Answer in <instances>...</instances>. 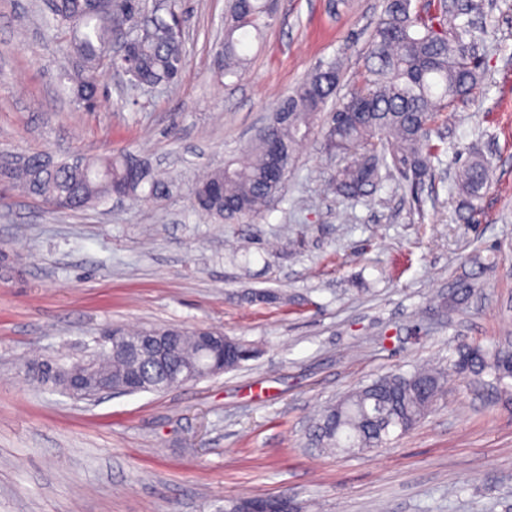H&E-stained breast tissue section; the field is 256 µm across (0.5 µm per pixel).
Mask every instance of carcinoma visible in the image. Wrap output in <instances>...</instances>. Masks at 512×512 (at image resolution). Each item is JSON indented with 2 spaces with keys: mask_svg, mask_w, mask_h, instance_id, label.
I'll return each mask as SVG.
<instances>
[{
  "mask_svg": "<svg viewBox=\"0 0 512 512\" xmlns=\"http://www.w3.org/2000/svg\"><path fill=\"white\" fill-rule=\"evenodd\" d=\"M50 10L52 25L67 32L61 48L75 58V65L62 79L79 103L97 105L99 76L108 69L126 71L130 84L140 88L171 85L185 66L179 0H156L148 16L146 0H112L110 5L103 0H51ZM477 10L475 0H425L422 5L386 0L362 82L323 119L336 95L338 70L330 63L310 74L278 103L270 122L238 156L196 183L189 193L191 209L225 224L254 217L284 192L299 142L318 126L329 153L350 155L332 179L341 202L367 196L393 170L413 185L424 182L432 175L433 160L447 152L431 139L439 116L465 100L479 82L475 41L465 42ZM273 17L274 0H231L224 24V75L242 76L244 48L251 38L261 37ZM122 25L132 30L129 62L105 56ZM0 176L62 211L95 207L114 193L137 201L160 199L170 189L148 162L128 151L101 157L20 155L0 163ZM488 182V168L474 159L463 168L459 186L476 198ZM474 291V284L462 279L444 303L462 305ZM252 356L251 348L238 342L227 369ZM197 358L194 331L184 330L167 367ZM89 360L112 377L115 390L124 389L129 362L106 348ZM450 371L496 394L507 393L512 388V345L486 349L460 344L446 370L380 378L324 409L312 425L311 441L342 452L387 446L392 432H409L430 410ZM142 374L145 391L160 392L162 368L144 366Z\"/></svg>",
  "mask_w": 512,
  "mask_h": 512,
  "instance_id": "carcinoma-1",
  "label": "carcinoma"
}]
</instances>
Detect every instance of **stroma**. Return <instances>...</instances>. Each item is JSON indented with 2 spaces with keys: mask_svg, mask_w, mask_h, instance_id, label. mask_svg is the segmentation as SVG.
Wrapping results in <instances>:
<instances>
[{
  "mask_svg": "<svg viewBox=\"0 0 512 512\" xmlns=\"http://www.w3.org/2000/svg\"><path fill=\"white\" fill-rule=\"evenodd\" d=\"M480 2L482 77L436 125L448 151L431 179L339 202L345 158L316 131L282 196L215 224L189 206L198 178L317 68L337 63L346 95L384 0H277L238 79L221 75L229 0H181L178 82L139 94L103 73L92 112L62 89L73 60L46 0H0V156L124 149L172 184L160 202L56 212L0 180V255L16 269L0 279V512H224L254 496L299 512H512V397L456 375L387 447L308 440L324 407L373 380L512 340V0ZM474 157L491 183L471 199L457 176ZM463 277L476 294L440 311ZM108 325L212 327L256 355L162 393L82 400L38 382L35 359L79 358Z\"/></svg>",
  "mask_w": 512,
  "mask_h": 512,
  "instance_id": "stroma-1",
  "label": "stroma"
}]
</instances>
